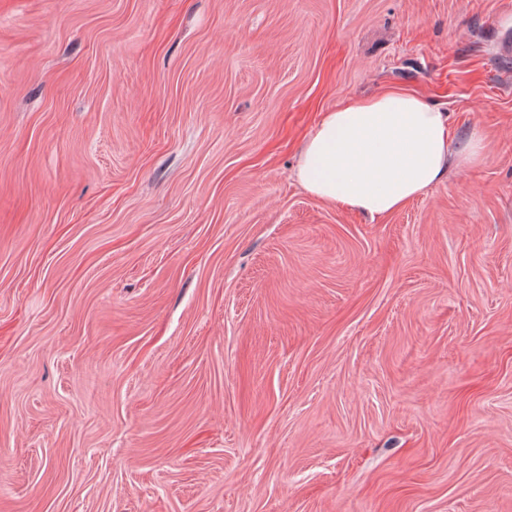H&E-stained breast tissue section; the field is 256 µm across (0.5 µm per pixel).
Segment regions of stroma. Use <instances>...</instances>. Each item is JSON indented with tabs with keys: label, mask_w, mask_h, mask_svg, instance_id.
Returning <instances> with one entry per match:
<instances>
[{
	"label": "stroma",
	"mask_w": 512,
	"mask_h": 512,
	"mask_svg": "<svg viewBox=\"0 0 512 512\" xmlns=\"http://www.w3.org/2000/svg\"><path fill=\"white\" fill-rule=\"evenodd\" d=\"M512 0H0V512H512ZM411 87L484 161L296 181ZM484 153L480 134L456 142L449 113L392 87L324 113L300 150L295 178L313 197L376 220L426 194L450 165L478 164Z\"/></svg>",
	"instance_id": "35a3bbf8"
}]
</instances>
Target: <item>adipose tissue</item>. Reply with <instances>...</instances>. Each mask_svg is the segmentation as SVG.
Here are the masks:
<instances>
[{
	"instance_id": "adipose-tissue-1",
	"label": "adipose tissue",
	"mask_w": 512,
	"mask_h": 512,
	"mask_svg": "<svg viewBox=\"0 0 512 512\" xmlns=\"http://www.w3.org/2000/svg\"><path fill=\"white\" fill-rule=\"evenodd\" d=\"M484 153L480 134L457 142L447 112L392 87L324 113L300 150L295 178L313 197L376 220L426 194L449 166L478 164Z\"/></svg>"
}]
</instances>
